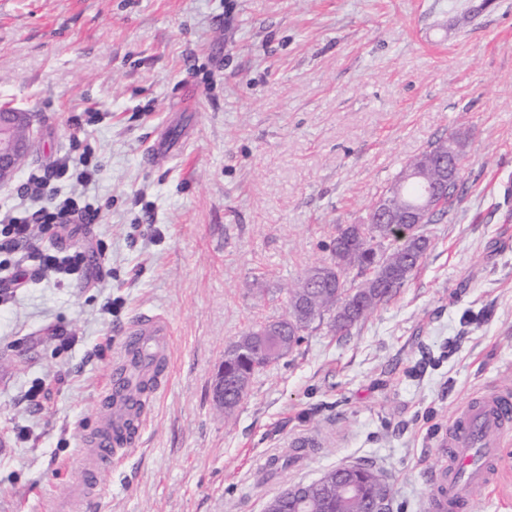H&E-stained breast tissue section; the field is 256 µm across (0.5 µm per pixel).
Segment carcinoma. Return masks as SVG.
Returning <instances> with one entry per match:
<instances>
[{"label": "carcinoma", "instance_id": "1", "mask_svg": "<svg viewBox=\"0 0 512 512\" xmlns=\"http://www.w3.org/2000/svg\"><path fill=\"white\" fill-rule=\"evenodd\" d=\"M441 160L448 161L446 138L437 140L404 165L394 180L399 187L396 213L404 214L423 196L424 187L414 177V170L429 161ZM399 228L401 233L396 235L390 224L339 225L328 246L329 257L287 288L286 314L275 320L288 336L286 350L277 355L236 357L228 363V371L239 373L249 384L256 373L292 353L315 322L326 319L331 330L347 335L395 297L420 267L430 246L424 225L401 224ZM246 394L245 390L234 389L226 396L224 418L234 415ZM377 478L376 472L365 467L353 471L332 468L310 487L305 503L287 500L282 512H373L377 505Z\"/></svg>", "mask_w": 512, "mask_h": 512}]
</instances>
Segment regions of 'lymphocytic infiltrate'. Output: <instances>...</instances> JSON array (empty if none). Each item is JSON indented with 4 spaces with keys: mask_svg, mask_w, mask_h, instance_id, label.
Segmentation results:
<instances>
[{
    "mask_svg": "<svg viewBox=\"0 0 512 512\" xmlns=\"http://www.w3.org/2000/svg\"><path fill=\"white\" fill-rule=\"evenodd\" d=\"M94 178L86 158L62 157L52 167L29 173L23 192L25 201L0 211V301L9 299L12 288L23 284L29 274L48 276L60 283H81L88 277L85 254L43 249L33 243L35 228L56 231L74 222L95 223L99 210L78 205L75 198L60 195L57 181L74 180L89 185Z\"/></svg>",
    "mask_w": 512,
    "mask_h": 512,
    "instance_id": "1",
    "label": "lymphocytic infiltrate"
}]
</instances>
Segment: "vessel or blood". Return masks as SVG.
Listing matches in <instances>:
<instances>
[{"mask_svg": "<svg viewBox=\"0 0 512 512\" xmlns=\"http://www.w3.org/2000/svg\"><path fill=\"white\" fill-rule=\"evenodd\" d=\"M169 324L140 313L125 329L98 401L99 422L81 439L71 466L75 481L59 512H85L99 493L103 472L134 446L151 405L171 376ZM512 427V400L494 392L471 398L448 422L446 461L428 477L431 512H468L472 495L512 466L503 439Z\"/></svg>", "mask_w": 512, "mask_h": 512, "instance_id": "obj_1", "label": "vessel or blood"}]
</instances>
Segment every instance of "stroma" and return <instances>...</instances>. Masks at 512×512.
Returning <instances> with one entry per match:
<instances>
[{"instance_id":"1","label":"stroma","mask_w":512,"mask_h":512,"mask_svg":"<svg viewBox=\"0 0 512 512\" xmlns=\"http://www.w3.org/2000/svg\"><path fill=\"white\" fill-rule=\"evenodd\" d=\"M6 104L39 138L0 208L29 170L87 154L97 180L61 193L101 214L34 232L88 250L90 281L34 276L0 306V512L67 494L138 312L169 321L173 372L99 512H263L349 464L381 476L389 512H429L449 419L512 392V0H0ZM455 134L459 189L405 288L349 335L313 324L225 420L227 346Z\"/></svg>"}]
</instances>
